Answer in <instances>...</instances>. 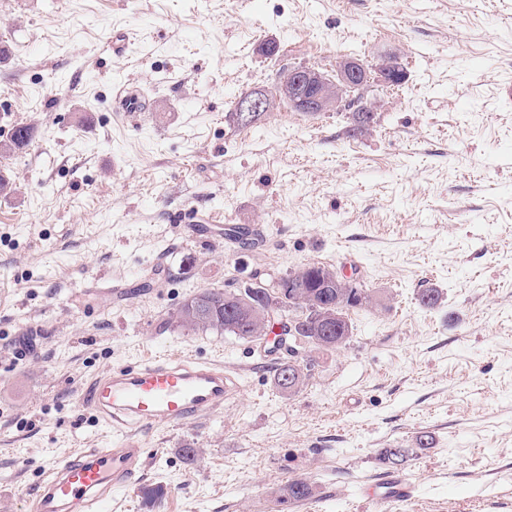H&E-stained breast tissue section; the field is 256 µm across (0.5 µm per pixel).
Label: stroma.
I'll return each instance as SVG.
<instances>
[{"label":"stroma","instance_id":"obj_1","mask_svg":"<svg viewBox=\"0 0 512 512\" xmlns=\"http://www.w3.org/2000/svg\"><path fill=\"white\" fill-rule=\"evenodd\" d=\"M2 45L0 139L34 134L0 155V512H29L46 464L104 447L80 387L148 354L220 361L240 391L153 428L112 512H376L360 489L385 448L408 449L397 471L418 486L400 512H512V0H0ZM341 55L406 71L369 93V133L284 103L230 118L283 69ZM121 90L147 112L117 111ZM187 203L258 246L175 223ZM310 264L373 295L340 349L267 359L173 319L201 289ZM291 358L295 393L274 384ZM294 479L313 498L279 504Z\"/></svg>","mask_w":512,"mask_h":512}]
</instances>
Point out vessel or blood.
I'll list each match as a JSON object with an SVG mask.
<instances>
[{
	"label": "vessel or blood",
	"instance_id": "obj_1",
	"mask_svg": "<svg viewBox=\"0 0 512 512\" xmlns=\"http://www.w3.org/2000/svg\"><path fill=\"white\" fill-rule=\"evenodd\" d=\"M238 390L223 365L190 357L156 356L102 372L78 401L105 427L107 446L80 449L74 459L45 468L31 512H111L113 493L131 489L145 468L143 431L208 416ZM416 492L413 482L388 471L363 495L394 504L411 501Z\"/></svg>",
	"mask_w": 512,
	"mask_h": 512
}]
</instances>
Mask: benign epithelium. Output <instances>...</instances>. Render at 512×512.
Listing matches in <instances>:
<instances>
[{
  "label": "benign epithelium",
  "instance_id": "obj_1",
  "mask_svg": "<svg viewBox=\"0 0 512 512\" xmlns=\"http://www.w3.org/2000/svg\"><path fill=\"white\" fill-rule=\"evenodd\" d=\"M406 72L394 58H385L374 64H366L353 57H338L328 69L294 66L281 72L274 91L255 90L239 99L237 112L246 121L271 111L283 100L297 112H371L369 92L376 88H394L405 80ZM322 287L336 289V300L323 305L321 324L317 335L330 337L338 330L340 312L349 305L364 302L365 293L358 289L357 279L342 276L335 271L327 272ZM259 280L240 289L224 290V297L249 301V296L264 290ZM300 323L281 311L278 299H269L258 323L257 336L266 340L275 332L296 334Z\"/></svg>",
  "mask_w": 512,
  "mask_h": 512
}]
</instances>
